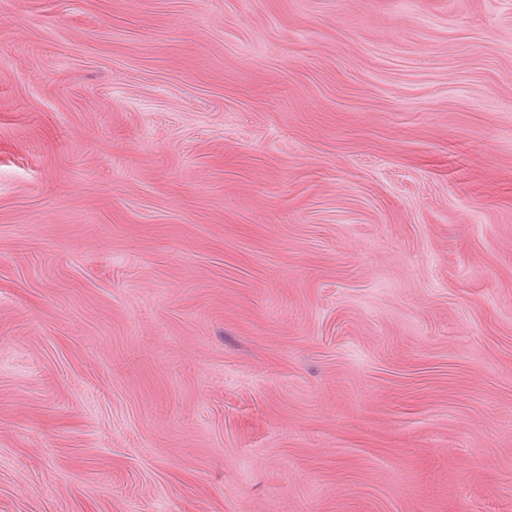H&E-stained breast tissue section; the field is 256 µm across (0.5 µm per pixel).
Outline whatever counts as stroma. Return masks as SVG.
<instances>
[{"mask_svg": "<svg viewBox=\"0 0 512 512\" xmlns=\"http://www.w3.org/2000/svg\"><path fill=\"white\" fill-rule=\"evenodd\" d=\"M0 512H512V0H0Z\"/></svg>", "mask_w": 512, "mask_h": 512, "instance_id": "35a3bbf8", "label": "stroma"}]
</instances>
